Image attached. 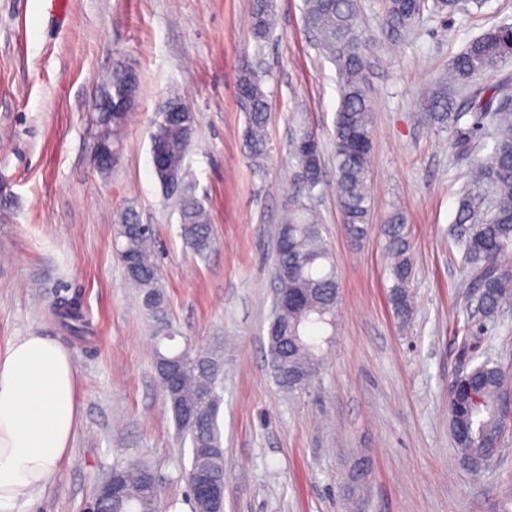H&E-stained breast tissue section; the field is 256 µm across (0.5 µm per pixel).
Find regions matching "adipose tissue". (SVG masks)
<instances>
[{
    "label": "adipose tissue",
    "mask_w": 512,
    "mask_h": 512,
    "mask_svg": "<svg viewBox=\"0 0 512 512\" xmlns=\"http://www.w3.org/2000/svg\"><path fill=\"white\" fill-rule=\"evenodd\" d=\"M77 374L55 337L30 333L0 352V512H34L35 495L68 457Z\"/></svg>",
    "instance_id": "obj_1"
}]
</instances>
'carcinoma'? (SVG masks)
Listing matches in <instances>:
<instances>
[{
  "label": "carcinoma",
  "instance_id": "obj_1",
  "mask_svg": "<svg viewBox=\"0 0 512 512\" xmlns=\"http://www.w3.org/2000/svg\"><path fill=\"white\" fill-rule=\"evenodd\" d=\"M472 3L483 0H385L383 26L392 34L413 29L424 13L452 17ZM305 24L313 31L319 48L336 65L339 106L336 112L334 158L337 201L351 237L365 236L371 212L369 157L374 139L373 108L363 79L367 65L364 45L357 32V0H303ZM274 24L273 0H254L251 37L255 53ZM512 59V25L497 24L472 39L448 64V77L427 101L426 116L440 128H459L470 121L464 134L482 137L491 122L493 147L486 158H476L470 179L459 198L452 239L464 247V260L481 273V314L495 317L512 304V102L508 83L484 86L480 79L498 71ZM267 74L254 66L237 77L240 98L247 102L244 148L255 166L266 158L268 100L264 88ZM112 91V124L107 137L117 139L128 113L123 111L126 85L124 71L117 68L108 83ZM196 132L195 113L186 108L177 118L158 110L151 134L152 145L164 155V165L154 173L168 196L179 203L180 236L198 256L214 245L206 210L186 181L183 159ZM323 148L311 133L294 145V158L301 172L288 216L277 231L274 276L280 294L301 297L299 304L273 310L268 332L269 360L275 383L294 390L309 381L323 364L320 337L335 332L338 277L329 244L322 235L316 214L301 194L323 183ZM393 284L390 302L396 317L408 320L413 264L406 239L405 218L395 210L383 225ZM154 228L141 224L133 211L126 212L115 228V244L127 280L141 295L143 307L154 328L155 365L165 359L179 363L175 388H165L169 409L183 440L191 448L190 468L205 467L217 481H224V448L219 427L220 398L217 393L223 342L206 350L196 349L186 339L174 344L178 331L170 322L167 296L161 286L160 267L151 249ZM56 315L70 332L84 336L89 326L78 303L60 298ZM448 407L456 448L469 458L494 452L512 418L507 402L512 397V376L488 360L465 369L454 382ZM125 484V499L114 512H161L162 489L150 466L128 461L115 466Z\"/></svg>",
  "mask_w": 512,
  "mask_h": 512
}]
</instances>
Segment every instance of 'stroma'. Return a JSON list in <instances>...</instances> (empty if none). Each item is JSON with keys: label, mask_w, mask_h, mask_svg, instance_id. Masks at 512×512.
Listing matches in <instances>:
<instances>
[{"label": "stroma", "mask_w": 512, "mask_h": 512, "mask_svg": "<svg viewBox=\"0 0 512 512\" xmlns=\"http://www.w3.org/2000/svg\"><path fill=\"white\" fill-rule=\"evenodd\" d=\"M366 86L374 110L373 208L361 241L336 201L335 65L303 18V0H277L263 48L268 156L243 148L237 75L254 56L253 0H0V349L41 332L70 351L78 422L68 459L37 512H82L118 462L154 470L165 512H185L189 448L176 434L154 363L151 320L114 249L126 210L153 225L154 253L174 326L200 349L224 340V512H512V426L490 460L457 451L448 388L471 359L512 373V307L486 321L481 275L448 230L468 159L452 129L422 118L448 63L489 27L512 23V0H485L479 17H425L394 37L382 0H358ZM139 88L109 169L92 160L91 104L113 69ZM178 90L198 118L184 169L212 225L198 257L179 206L152 166L158 105ZM323 146L324 184L307 204L321 220L340 285L337 335L321 370L288 392L268 365L271 265L296 173L301 133ZM401 210L413 263L412 314L400 322L381 226ZM78 300L91 326L79 343L53 303Z\"/></svg>", "instance_id": "stroma-1"}]
</instances>
